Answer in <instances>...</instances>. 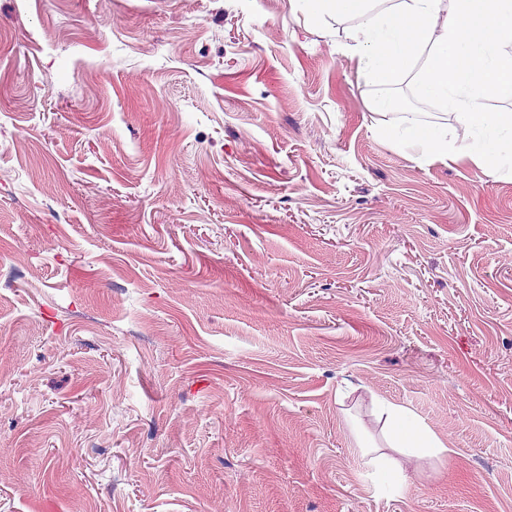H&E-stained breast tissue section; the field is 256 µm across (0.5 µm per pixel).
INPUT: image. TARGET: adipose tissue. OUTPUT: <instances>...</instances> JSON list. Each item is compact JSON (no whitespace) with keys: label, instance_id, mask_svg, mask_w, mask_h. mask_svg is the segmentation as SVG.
I'll use <instances>...</instances> for the list:
<instances>
[{"label":"adipose tissue","instance_id":"obj_1","mask_svg":"<svg viewBox=\"0 0 512 512\" xmlns=\"http://www.w3.org/2000/svg\"><path fill=\"white\" fill-rule=\"evenodd\" d=\"M310 19L354 14L347 49L360 76L390 84L412 75L420 97L454 113L455 129L425 127L415 120L391 136L422 157L464 155L512 175V114L489 111L494 95L512 97V0H391L374 10L373 0H296ZM395 448L405 455L446 454V447L408 409L380 403Z\"/></svg>","mask_w":512,"mask_h":512}]
</instances>
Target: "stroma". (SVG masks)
Here are the masks:
<instances>
[{
    "label": "stroma",
    "mask_w": 512,
    "mask_h": 512,
    "mask_svg": "<svg viewBox=\"0 0 512 512\" xmlns=\"http://www.w3.org/2000/svg\"><path fill=\"white\" fill-rule=\"evenodd\" d=\"M354 25L0 0V512H512V176ZM382 399L449 450L392 488Z\"/></svg>",
    "instance_id": "1"
}]
</instances>
